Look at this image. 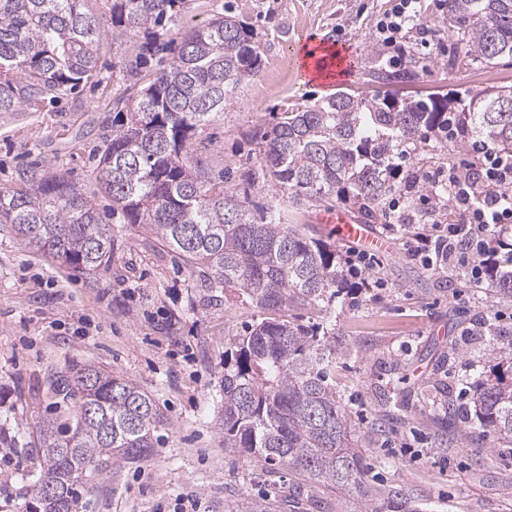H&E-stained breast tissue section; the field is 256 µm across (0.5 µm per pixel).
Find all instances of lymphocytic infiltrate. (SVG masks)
<instances>
[{
    "label": "lymphocytic infiltrate",
    "mask_w": 512,
    "mask_h": 512,
    "mask_svg": "<svg viewBox=\"0 0 512 512\" xmlns=\"http://www.w3.org/2000/svg\"><path fill=\"white\" fill-rule=\"evenodd\" d=\"M416 3L395 0L376 21L382 43L393 50L391 64L405 58L404 30L416 18ZM430 181L447 184L459 218L437 237L412 239V252L430 264H460L476 280L494 279L501 251L512 248V154L477 142L471 161L435 172Z\"/></svg>",
    "instance_id": "lymphocytic-infiltrate-1"
}]
</instances>
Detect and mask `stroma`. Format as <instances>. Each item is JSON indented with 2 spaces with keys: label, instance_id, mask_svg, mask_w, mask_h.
I'll use <instances>...</instances> for the list:
<instances>
[{
  "label": "stroma",
  "instance_id": "obj_1",
  "mask_svg": "<svg viewBox=\"0 0 512 512\" xmlns=\"http://www.w3.org/2000/svg\"><path fill=\"white\" fill-rule=\"evenodd\" d=\"M249 18L264 47L260 70L230 94L224 113L192 137L194 162L224 175L251 204L287 205L276 182H249L262 157L260 136L290 102L314 104L335 87L309 83L296 66L280 67L302 39L349 51V90L371 97L382 85L372 61L385 51L374 28L391 0H185L178 30L205 24L224 2ZM100 26L99 80L60 96L38 112H0V194L23 188V175L61 173L93 196L112 234V257L95 273L74 271L25 246L0 224V512H23L28 451L41 447L56 409L50 379L75 364L93 363L135 382L156 402L164 422L147 460L100 480L89 512H175L190 498L199 512H224L245 500L295 498L291 480L270 483L253 457L226 452L222 430L224 359L233 337L244 335L262 313L249 300L211 299L175 254L125 223L99 187L98 150L112 133L114 101L124 86L112 75L128 39L112 25V0H84ZM405 84L393 92L447 96L453 107L512 87V60L451 66L457 37L437 0H422L410 33ZM470 142L428 137L402 161L405 172L435 171L468 158ZM431 198L423 204L421 195ZM409 221L390 232L388 214L369 222L394 248L375 256L363 286L331 304L336 324V389L351 434L377 483L400 486L426 512H512V444L480 435L440 449L439 407L422 393L442 380L455 404L488 375L492 347L512 345V298H489L483 286L467 287L461 266L430 269L409 254L407 243L435 225L456 220L446 193L419 183L405 196ZM332 198L289 207L288 221L305 224L332 241L339 258L351 247L336 239L318 214L342 208ZM490 313L497 337L455 342L477 315Z\"/></svg>",
  "mask_w": 512,
  "mask_h": 512
}]
</instances>
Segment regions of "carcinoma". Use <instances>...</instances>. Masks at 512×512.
<instances>
[{"mask_svg":"<svg viewBox=\"0 0 512 512\" xmlns=\"http://www.w3.org/2000/svg\"><path fill=\"white\" fill-rule=\"evenodd\" d=\"M84 0H0V112L38 111L65 90L98 76L100 27ZM182 0H112V22L142 33L125 49V115L99 154L100 189L112 208L176 253L206 288L224 299L247 298L263 312L234 338V363L224 364V449L252 456L267 474L285 471L299 489L355 490L364 512H422L403 488L370 479L336 391V345L325 322L303 323L293 311L315 307L348 284L336 249L288 224L270 205L246 206L221 177L198 168L187 143L224 111V99L262 65L253 26L228 5L205 25L170 37ZM448 29L461 44L458 65L512 58V0H447ZM173 48L160 68L142 73L138 61ZM374 77L403 83L374 59ZM512 152V89L450 108L448 98H366L342 90L318 104H296L263 133L262 178L288 191L294 206L339 198L371 215L401 192L399 157L448 124ZM28 186L0 195V224L61 265L88 274L112 257L110 226L93 197L63 174H32ZM490 297H512V274L490 282ZM509 377L479 383L468 403L444 404L442 429L465 443L474 424L484 436L512 439V349ZM74 408L63 423H47L34 461L38 479L27 488L26 512H87L95 483L114 467L136 464L158 444L163 415L130 380L84 364L51 382ZM53 482L60 497L44 493ZM274 504L244 501L224 512H274Z\"/></svg>","mask_w":512,"mask_h":512,"instance_id":"cac0c4a2","label":"carcinoma"}]
</instances>
